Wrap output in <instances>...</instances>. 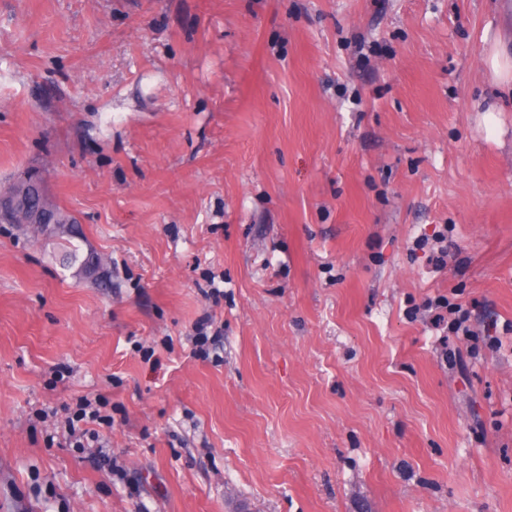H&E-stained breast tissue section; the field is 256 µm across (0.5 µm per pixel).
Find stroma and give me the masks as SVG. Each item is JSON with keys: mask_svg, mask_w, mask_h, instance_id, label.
Returning a JSON list of instances; mask_svg holds the SVG:
<instances>
[{"mask_svg": "<svg viewBox=\"0 0 512 512\" xmlns=\"http://www.w3.org/2000/svg\"><path fill=\"white\" fill-rule=\"evenodd\" d=\"M503 2L0 0V512H512ZM488 75L492 83L508 87L512 92V40L511 51L507 43H496L485 59Z\"/></svg>", "mask_w": 512, "mask_h": 512, "instance_id": "1", "label": "stroma"}]
</instances>
